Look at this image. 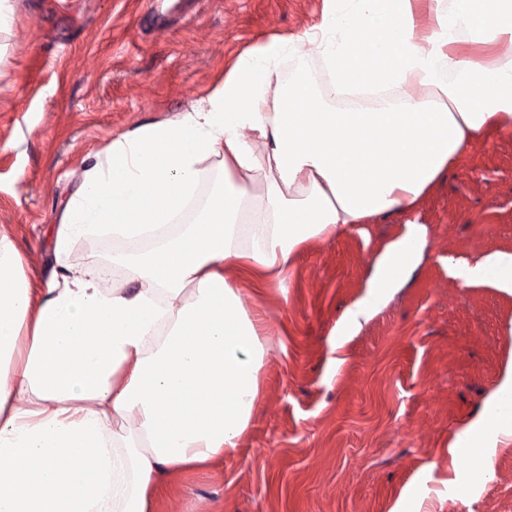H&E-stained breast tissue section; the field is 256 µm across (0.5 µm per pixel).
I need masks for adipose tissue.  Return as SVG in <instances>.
Returning <instances> with one entry per match:
<instances>
[{"label":"adipose tissue","mask_w":512,"mask_h":512,"mask_svg":"<svg viewBox=\"0 0 512 512\" xmlns=\"http://www.w3.org/2000/svg\"><path fill=\"white\" fill-rule=\"evenodd\" d=\"M331 92L408 87L340 111L291 46L241 55L203 105L113 141L54 226L65 256L90 226L170 224L220 157L194 223L128 253L136 293L98 273L32 285L0 236V512H151L163 479L229 453L260 395L261 316L243 284L282 279L311 239L413 209L472 137L512 131V0H339L308 33ZM412 229L377 260L392 285ZM300 67H304L306 69H315L320 71L321 74V82H317V85L320 88L325 87L327 83V76L323 70L322 64L320 60L315 56H307L299 57L298 53L294 56L288 57L284 59L280 65L279 70L281 73V78L285 80L288 75V80L293 78ZM220 157H213L207 164L208 166H211V177L210 179L201 184L199 187V190L197 192V197L199 198V205L198 208L195 210L194 213L190 215V219L186 223L181 224H191L195 218V216L199 213V211L203 208L207 198L212 193V191L216 188L215 186L219 184L224 185V172L222 171V168L219 165Z\"/></svg>","instance_id":"adipose-tissue-1"}]
</instances>
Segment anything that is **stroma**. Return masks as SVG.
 Returning <instances> with one entry per match:
<instances>
[{"label":"stroma","instance_id":"35a3bbf8","mask_svg":"<svg viewBox=\"0 0 512 512\" xmlns=\"http://www.w3.org/2000/svg\"><path fill=\"white\" fill-rule=\"evenodd\" d=\"M15 0L0 58V234L41 282L89 266L127 291L128 242L66 259L51 229L75 172L112 140L202 103L238 56L317 25L327 0ZM422 232L394 288L375 261ZM512 255V132L470 142L413 211L307 242L265 313L261 393L249 430L209 468L167 479L155 512H512V442L488 467L469 446L512 361V288L464 284ZM370 308L347 322L361 302Z\"/></svg>","mask_w":512,"mask_h":512}]
</instances>
